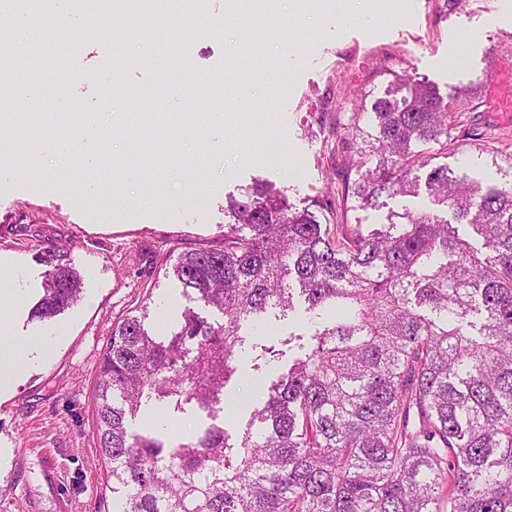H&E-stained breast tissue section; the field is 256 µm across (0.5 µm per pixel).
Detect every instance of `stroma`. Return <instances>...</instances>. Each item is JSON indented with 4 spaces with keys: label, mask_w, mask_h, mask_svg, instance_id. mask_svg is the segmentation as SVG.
Wrapping results in <instances>:
<instances>
[{
    "label": "stroma",
    "mask_w": 512,
    "mask_h": 512,
    "mask_svg": "<svg viewBox=\"0 0 512 512\" xmlns=\"http://www.w3.org/2000/svg\"><path fill=\"white\" fill-rule=\"evenodd\" d=\"M261 10L259 0H241L234 10L227 0H207L204 17L187 18L178 56L164 46L127 43L128 64L118 73L113 46L82 27L75 30L81 46L69 57L17 49L28 72L17 120L55 111L56 101L66 100L72 116L98 123L71 149L43 129L0 170V345L15 352V377L0 384V512H116L119 497L94 437L99 360L113 326L128 313L146 309L151 333L174 331L189 301L169 271L182 251L221 245L229 197L269 181L321 223L366 230L386 223L390 212L430 208L424 193L385 195L363 208L345 192L358 176L361 106L383 96L395 74L461 95L452 141L425 150L430 166L485 183L512 179V0H412L401 15L392 0H356L351 19L333 13L326 0H279L273 14L287 20V41H262L244 86H202L200 75L231 65L230 46ZM463 28L473 36L457 64ZM173 62L189 76L176 91L148 106L107 99L113 76L141 87ZM46 66L58 75L49 91L40 78ZM269 71L286 72V88L265 80ZM203 99L209 111L234 112L237 120L177 135ZM272 130L286 163L239 162V153L256 151ZM156 143L174 148L183 178L164 169L148 183L130 178L123 168L130 151L147 154ZM104 150L120 166L96 190L85 177ZM328 196L334 209H318ZM50 244L63 247L83 274V292L64 313L40 322L30 311L46 270L40 253ZM294 304L293 312L268 315L263 330L246 333L226 396L248 398L252 378L276 379L301 356L297 337L311 332L313 322L302 299ZM261 345L278 350V359L259 357ZM246 421L191 409L179 415L177 429L159 423L154 429L169 444L212 423L235 435Z\"/></svg>",
    "instance_id": "35a3bbf8"
}]
</instances>
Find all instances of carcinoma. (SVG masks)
I'll list each match as a JSON object with an SVG mask.
<instances>
[{"label":"carcinoma","mask_w":512,"mask_h":512,"mask_svg":"<svg viewBox=\"0 0 512 512\" xmlns=\"http://www.w3.org/2000/svg\"><path fill=\"white\" fill-rule=\"evenodd\" d=\"M452 97L395 75L361 131L352 196H414L451 211L393 212L382 228L322 224L258 181L224 206V245L179 254L175 277L224 315L189 307L154 336L134 315L112 328L95 381L99 460L120 512H512V181L436 167ZM466 224L480 238L462 237ZM31 318L78 301L83 278L58 247ZM322 319L288 373L263 386L236 440L212 424L165 445L133 419L225 403L244 325L294 307Z\"/></svg>","instance_id":"obj_1"}]
</instances>
